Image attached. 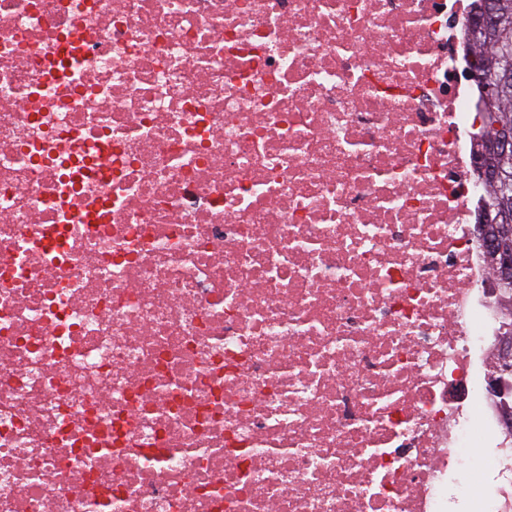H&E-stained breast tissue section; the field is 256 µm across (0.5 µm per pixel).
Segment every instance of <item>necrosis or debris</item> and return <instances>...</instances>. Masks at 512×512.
Segmentation results:
<instances>
[{
  "label": "necrosis or debris",
  "mask_w": 512,
  "mask_h": 512,
  "mask_svg": "<svg viewBox=\"0 0 512 512\" xmlns=\"http://www.w3.org/2000/svg\"><path fill=\"white\" fill-rule=\"evenodd\" d=\"M456 0H0V512H446L501 312Z\"/></svg>",
  "instance_id": "4bbe7bcc"
}]
</instances>
